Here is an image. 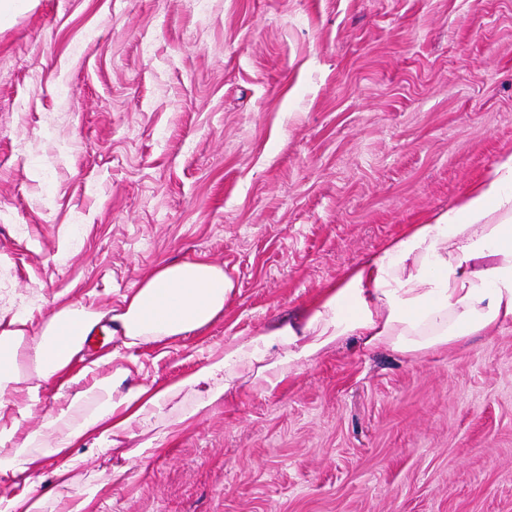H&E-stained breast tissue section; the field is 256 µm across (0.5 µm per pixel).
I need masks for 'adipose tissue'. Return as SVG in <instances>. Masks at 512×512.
I'll list each match as a JSON object with an SVG mask.
<instances>
[{"label":"adipose tissue","instance_id":"ef3b65f1","mask_svg":"<svg viewBox=\"0 0 512 512\" xmlns=\"http://www.w3.org/2000/svg\"><path fill=\"white\" fill-rule=\"evenodd\" d=\"M233 289L223 267L183 261L155 267L109 316L74 300L52 311L30 336L28 317L15 315L11 328L0 331V389L17 382L19 360L29 351L39 381L63 374L107 317L112 334L128 347L197 332L223 315ZM507 326H512V153L453 206L406 225L349 268L298 319L225 339L198 369L170 384L129 387L121 369L100 377L90 389L94 410L70 424L67 409H59L45 422V435L62 455L89 436L115 448L133 438L134 426L147 422L174 392L196 393L200 412L222 401L244 366L253 369L254 386L272 390L287 373L350 336L370 349L415 353ZM16 431L13 425L0 427V476H29L28 496L1 498L0 512H39L49 490L32 480L39 458L26 442L16 441Z\"/></svg>","mask_w":512,"mask_h":512}]
</instances>
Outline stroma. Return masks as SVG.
<instances>
[{"mask_svg": "<svg viewBox=\"0 0 512 512\" xmlns=\"http://www.w3.org/2000/svg\"><path fill=\"white\" fill-rule=\"evenodd\" d=\"M512 153V0H19L0 13V329L119 306L205 260L224 315L164 344L89 336L68 375L0 391L62 512H512V326L448 347L351 336L272 391L172 396L140 459L89 440L66 485L41 432L115 367L169 382L296 318ZM38 385L37 400L26 389Z\"/></svg>", "mask_w": 512, "mask_h": 512, "instance_id": "35a3bbf8", "label": "stroma"}]
</instances>
